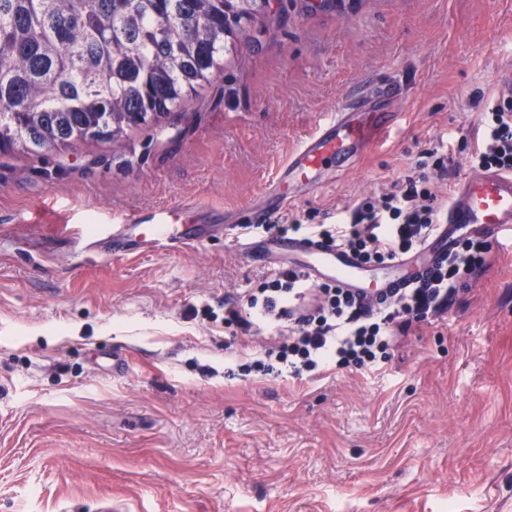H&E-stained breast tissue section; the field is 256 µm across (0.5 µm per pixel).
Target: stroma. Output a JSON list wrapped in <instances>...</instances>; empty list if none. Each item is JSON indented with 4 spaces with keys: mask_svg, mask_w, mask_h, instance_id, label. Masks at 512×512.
I'll list each match as a JSON object with an SVG mask.
<instances>
[{
    "mask_svg": "<svg viewBox=\"0 0 512 512\" xmlns=\"http://www.w3.org/2000/svg\"><path fill=\"white\" fill-rule=\"evenodd\" d=\"M512 64V0H257L224 69L156 123L0 152V512H512V245L373 373L226 377L270 342L223 236L115 259L75 230L198 199L245 223L356 88L402 119L276 224L335 216L444 146L460 178ZM126 359L123 371L112 368Z\"/></svg>",
    "mask_w": 512,
    "mask_h": 512,
    "instance_id": "35a3bbf8",
    "label": "stroma"
}]
</instances>
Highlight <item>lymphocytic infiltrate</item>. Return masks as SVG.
Segmentation results:
<instances>
[{"label":"lymphocytic infiltrate","instance_id":"f902f5d3","mask_svg":"<svg viewBox=\"0 0 512 512\" xmlns=\"http://www.w3.org/2000/svg\"><path fill=\"white\" fill-rule=\"evenodd\" d=\"M485 136L470 155L481 170L512 172V103L493 102L479 115ZM415 174L389 191L370 196L337 214L335 223L267 224V233L307 231L358 253L365 262L381 263L418 248L439 223L446 205L438 185L456 171L446 153L424 151ZM491 245L473 237L461 241L430 277L384 299H363L343 289L311 286L294 268L266 279L257 290L224 305V323L242 330L251 327L272 334L264 358L240 365L252 371L299 377L329 366L374 371L390 358L398 336L413 324L447 313L461 282L485 267Z\"/></svg>","mask_w":512,"mask_h":512}]
</instances>
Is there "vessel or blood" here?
<instances>
[{"label": "vessel or blood", "instance_id": "1", "mask_svg": "<svg viewBox=\"0 0 512 512\" xmlns=\"http://www.w3.org/2000/svg\"><path fill=\"white\" fill-rule=\"evenodd\" d=\"M399 93L397 85L388 84L364 87L349 95L342 107L290 155L276 181L253 208L249 225L225 224L226 242L259 268L269 266L273 260H283L301 270L312 283H333L358 293L370 285L386 295L424 278L435 263L447 257L457 234H479L491 239L505 235L512 239V172L489 171L472 175L456 188L425 247L428 259L423 263L403 256L370 266L320 238H257L250 234V226L268 223L287 206L292 187L319 189L334 171L344 170L363 150L385 140L398 126L401 115L378 111L372 102L391 99ZM202 241V235L186 224L181 211L151 210L113 225L111 237L97 240L95 246L121 257L137 251L176 250Z\"/></svg>", "mask_w": 512, "mask_h": 512}]
</instances>
